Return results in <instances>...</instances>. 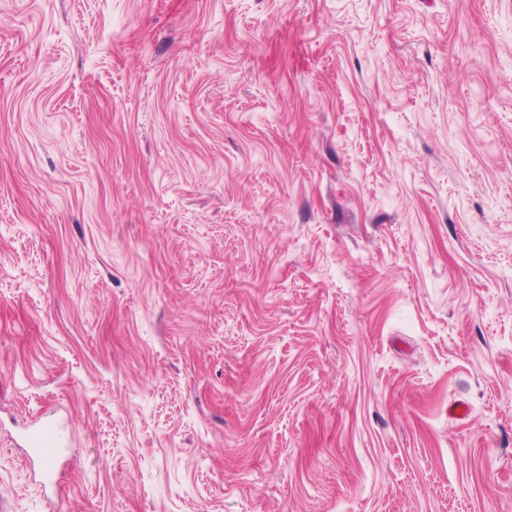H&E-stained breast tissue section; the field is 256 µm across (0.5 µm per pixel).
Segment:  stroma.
Wrapping results in <instances>:
<instances>
[{
  "mask_svg": "<svg viewBox=\"0 0 512 512\" xmlns=\"http://www.w3.org/2000/svg\"><path fill=\"white\" fill-rule=\"evenodd\" d=\"M0 501L512 512V0H0ZM66 426L61 423L43 422L27 427V445L43 459L50 461L57 448L65 446Z\"/></svg>",
  "mask_w": 512,
  "mask_h": 512,
  "instance_id": "obj_1",
  "label": "stroma"
}]
</instances>
